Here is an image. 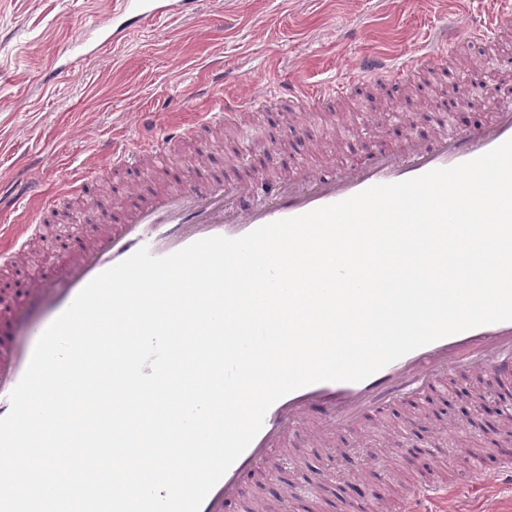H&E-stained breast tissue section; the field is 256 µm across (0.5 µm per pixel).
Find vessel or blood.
I'll use <instances>...</instances> for the list:
<instances>
[{"label": "vessel or blood", "instance_id": "vessel-or-blood-1", "mask_svg": "<svg viewBox=\"0 0 512 512\" xmlns=\"http://www.w3.org/2000/svg\"><path fill=\"white\" fill-rule=\"evenodd\" d=\"M495 3L487 27L474 29L471 39L487 43L493 36L512 30V0ZM189 8L188 0H116L108 21L97 28L95 41L101 45L118 41L132 22L160 14L182 15ZM447 38V29L438 30L408 63L386 55L370 56L362 77L368 80L380 75L398 83L412 71L429 70L442 54ZM455 106L461 110L479 108L493 113L494 118L428 143L408 132L406 144L398 152L389 155L381 147H371L362 152L356 166L343 172L300 169L282 180L233 188L220 182L185 185L155 193L147 204L127 208L120 223L105 224L85 250L67 262L61 279L42 278L30 284V296L42 303L33 329L35 336L42 334L93 278L140 247H147L152 255L165 256L209 236L237 238L267 223L342 201L376 184L407 180L475 159L512 139L511 96L476 86L460 95ZM100 150L113 164L122 165L157 153L158 146L143 141L131 147L112 140L103 142ZM43 232L39 224L1 225L0 263H11ZM34 346L33 340L0 339V417L10 410V394L22 378ZM464 356L495 378H511L512 321L435 340L359 382H317L284 395L269 408L261 430L208 493L200 512H225L227 503L240 496L243 476L271 449L280 447L288 433L310 415H317L327 429L347 426L371 403L399 400L439 387L445 370ZM446 497V488L423 486L403 501L400 512H421L423 504Z\"/></svg>", "mask_w": 512, "mask_h": 512}]
</instances>
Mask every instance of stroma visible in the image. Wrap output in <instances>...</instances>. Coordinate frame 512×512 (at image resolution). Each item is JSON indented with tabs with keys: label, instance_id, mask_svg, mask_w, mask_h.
<instances>
[{
	"label": "stroma",
	"instance_id": "35a3bbf8",
	"mask_svg": "<svg viewBox=\"0 0 512 512\" xmlns=\"http://www.w3.org/2000/svg\"><path fill=\"white\" fill-rule=\"evenodd\" d=\"M113 2L0 0V186L30 187L25 196L0 198V225L22 217L50 233L40 242L41 260L0 270V291L17 305L27 300L33 273L60 272L64 256L89 243L103 221L121 220L131 185L249 184L329 161L344 169L347 143L403 139L414 117L402 103L422 106L451 84L462 93L482 79L512 78V34L485 46L465 43V29L484 21L485 0H460L457 29L447 28L441 0H198L193 13L139 22L118 43L64 62L71 44L111 15ZM443 27L460 66L397 86L366 82L320 112L295 113L284 99L289 85L312 91L359 74L369 55L410 60ZM253 91L279 95L277 109L262 105L212 122ZM490 118L464 112L447 125L422 111L414 119L419 132L435 137ZM176 124L195 125L197 135L176 142L171 163L144 157L116 167L98 151L111 139L166 143ZM69 187L76 200L43 210L41 193ZM496 385L489 374L459 369L429 399L375 407L349 430L324 432L307 422L245 479L226 512L276 496L287 498L288 512H343L349 487L399 503L424 482L446 486L449 501L468 512H512V489L490 484L467 492L475 458L491 476L512 456L498 432L501 413L466 397ZM396 442L421 452L403 460L391 450ZM312 470L325 481L308 501L288 499Z\"/></svg>",
	"mask_w": 512,
	"mask_h": 512
}]
</instances>
